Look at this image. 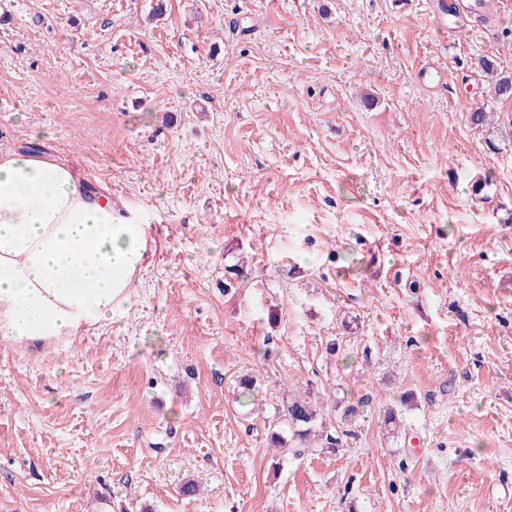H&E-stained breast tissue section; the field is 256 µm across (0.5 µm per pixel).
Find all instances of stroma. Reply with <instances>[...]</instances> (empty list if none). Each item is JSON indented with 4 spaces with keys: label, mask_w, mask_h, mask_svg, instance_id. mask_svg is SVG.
<instances>
[{
    "label": "stroma",
    "mask_w": 512,
    "mask_h": 512,
    "mask_svg": "<svg viewBox=\"0 0 512 512\" xmlns=\"http://www.w3.org/2000/svg\"><path fill=\"white\" fill-rule=\"evenodd\" d=\"M429 2L0 17V153L150 226L124 318L0 343V512H512V0L459 40ZM287 424L294 428L293 435L299 440L308 436L312 423L316 419L315 410L307 401L295 399L287 406Z\"/></svg>",
    "instance_id": "1"
}]
</instances>
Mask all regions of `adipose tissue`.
<instances>
[{
    "label": "adipose tissue",
    "mask_w": 512,
    "mask_h": 512,
    "mask_svg": "<svg viewBox=\"0 0 512 512\" xmlns=\"http://www.w3.org/2000/svg\"><path fill=\"white\" fill-rule=\"evenodd\" d=\"M146 226L90 198L71 167L0 155V341L34 350L122 318Z\"/></svg>",
    "instance_id": "ef3b65f1"
}]
</instances>
